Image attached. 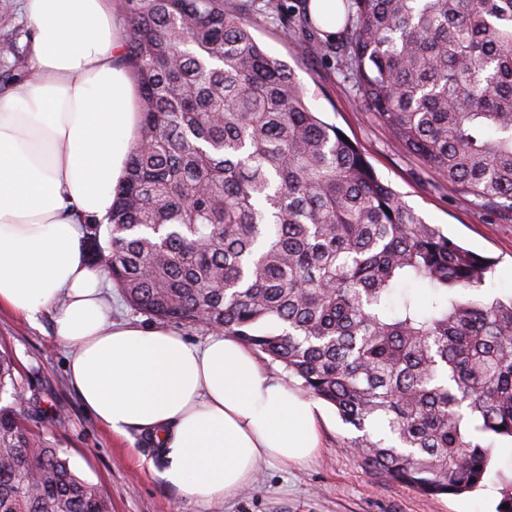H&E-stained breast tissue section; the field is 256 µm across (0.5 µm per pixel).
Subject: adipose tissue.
Segmentation results:
<instances>
[{
    "instance_id": "ef3b65f1",
    "label": "adipose tissue",
    "mask_w": 512,
    "mask_h": 512,
    "mask_svg": "<svg viewBox=\"0 0 512 512\" xmlns=\"http://www.w3.org/2000/svg\"><path fill=\"white\" fill-rule=\"evenodd\" d=\"M36 81L0 91V307L27 322L53 310L67 374L113 434L162 442L161 478L220 502L260 464L299 463L320 444V410L262 370L235 337L186 341L112 319L81 221L104 218L140 125L137 89L109 0H24Z\"/></svg>"
}]
</instances>
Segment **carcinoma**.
<instances>
[{"label":"carcinoma","instance_id":"obj_1","mask_svg":"<svg viewBox=\"0 0 512 512\" xmlns=\"http://www.w3.org/2000/svg\"><path fill=\"white\" fill-rule=\"evenodd\" d=\"M313 42L396 141L512 222V0H341ZM140 127L95 264L136 311L266 355L357 432L351 447L426 497L483 486L512 438V294L494 261L428 224L305 102L250 0H122ZM286 30L295 10L265 0ZM420 284L418 295L408 288ZM0 352V512H112L19 411Z\"/></svg>","mask_w":512,"mask_h":512}]
</instances>
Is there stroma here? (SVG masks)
<instances>
[{"mask_svg":"<svg viewBox=\"0 0 512 512\" xmlns=\"http://www.w3.org/2000/svg\"><path fill=\"white\" fill-rule=\"evenodd\" d=\"M254 35L285 61L302 84L313 111L357 143L380 179L427 223L476 253L494 258L485 293H512V223H503L462 200L397 142L336 73V59L309 52L305 36L288 34L254 16ZM30 29L21 0H0V72L14 49H26ZM0 345L17 359L27 395L36 397V420L78 474L101 486L112 512H495L512 489V456L496 455L483 487L462 495L426 499L366 466L350 449L354 429L322 405L320 448L308 461L261 465L251 487L222 502L201 504L165 484L157 474L160 451L138 432L113 435L87 412L66 375L68 350L53 336V314L28 323L0 311Z\"/></svg>","mask_w":512,"mask_h":512,"instance_id":"1","label":"stroma"}]
</instances>
